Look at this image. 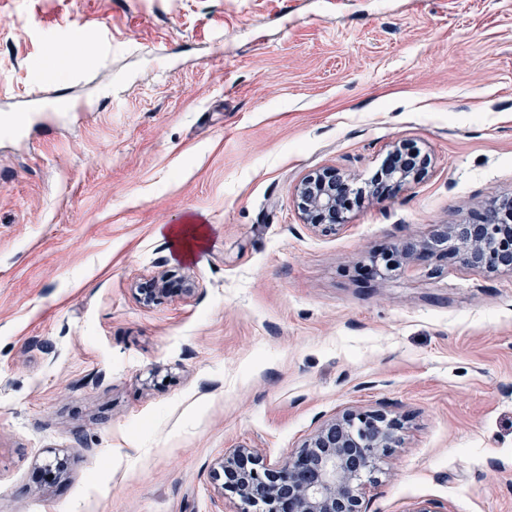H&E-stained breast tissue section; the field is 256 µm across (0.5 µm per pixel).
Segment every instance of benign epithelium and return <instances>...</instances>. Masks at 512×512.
<instances>
[{"mask_svg":"<svg viewBox=\"0 0 512 512\" xmlns=\"http://www.w3.org/2000/svg\"><path fill=\"white\" fill-rule=\"evenodd\" d=\"M397 161L385 181L400 187L422 180L430 158L408 154L394 146ZM352 189L343 173L328 167L305 176L295 187V200L304 223L323 232L344 226V202ZM512 213V197L493 199L472 216L444 224L427 239L401 238L373 261L365 276L391 277L428 259L459 262L488 274H512V224L502 221ZM195 293L185 277L178 286L161 273L148 287L138 288L145 306L158 304L174 290ZM404 420L386 410L349 408L318 427L302 449L287 460L269 464L250 448H238L224 457L216 477L221 489L238 496L243 512H363L365 477L403 442Z\"/></svg>","mask_w":512,"mask_h":512,"instance_id":"7a95c632","label":"benign epithelium"}]
</instances>
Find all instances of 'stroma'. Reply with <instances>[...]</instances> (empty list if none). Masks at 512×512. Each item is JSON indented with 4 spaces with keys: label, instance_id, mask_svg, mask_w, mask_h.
Returning a JSON list of instances; mask_svg holds the SVG:
<instances>
[{
    "label": "stroma",
    "instance_id": "35a3bbf8",
    "mask_svg": "<svg viewBox=\"0 0 512 512\" xmlns=\"http://www.w3.org/2000/svg\"><path fill=\"white\" fill-rule=\"evenodd\" d=\"M407 142L427 176L373 196ZM326 167L360 191L331 234L294 196ZM502 196L512 0H0V512H241L224 455L355 406L407 426L366 512H512V275L359 273ZM162 270L196 293L140 304Z\"/></svg>",
    "mask_w": 512,
    "mask_h": 512
}]
</instances>
